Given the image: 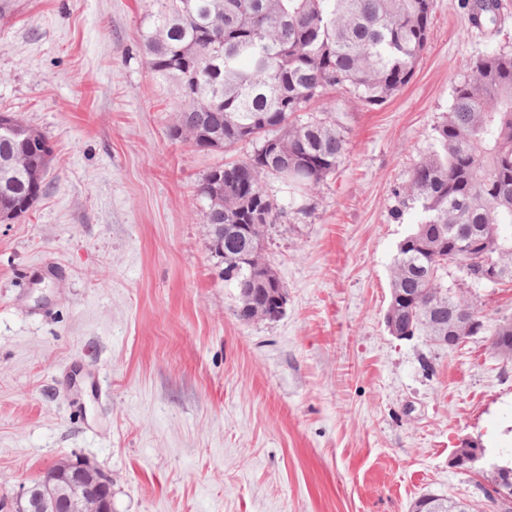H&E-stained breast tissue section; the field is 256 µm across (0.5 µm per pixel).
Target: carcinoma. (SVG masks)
I'll list each match as a JSON object with an SVG mask.
<instances>
[{"mask_svg":"<svg viewBox=\"0 0 512 512\" xmlns=\"http://www.w3.org/2000/svg\"><path fill=\"white\" fill-rule=\"evenodd\" d=\"M142 22L150 71L176 87L174 140L201 149L253 145L242 160L212 168L197 186L210 241L224 239V282L237 290L235 315L267 320L265 289L284 281L263 261L277 205L264 182L288 185L300 205L341 164L343 126L324 104L322 119H300L329 87L368 107L404 88L427 49L433 0H156ZM435 128V150L393 189L392 219L414 217L391 269L390 302L433 334L448 305L476 311L475 274L512 269V53L490 50L470 65ZM0 132V223L24 216L43 193L51 151L44 135ZM489 335L512 355V317ZM476 512L451 497L427 495L411 512Z\"/></svg>","mask_w":512,"mask_h":512,"instance_id":"carcinoma-1","label":"carcinoma"}]
</instances>
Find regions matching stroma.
<instances>
[{
	"label": "stroma",
	"instance_id": "stroma-1",
	"mask_svg": "<svg viewBox=\"0 0 512 512\" xmlns=\"http://www.w3.org/2000/svg\"><path fill=\"white\" fill-rule=\"evenodd\" d=\"M471 0H434L412 80L379 107L339 88L346 156L269 227L287 286L276 321H240L196 187L250 144L170 138L177 94L146 67L154 0H0V112L52 150L41 198L0 223V512L59 461L112 481V512H410L479 504L512 464V358L384 322L410 224L392 190L435 148L474 59L512 52ZM485 449L479 475L449 458ZM484 457V448L477 442L462 441L452 452L449 463L452 468L463 473H473L476 465ZM429 498L432 500L427 501ZM428 502V503H427ZM464 501L453 499L452 497H440L436 495H424L416 500L411 506L412 512H428V509L438 507L440 511L431 512H474L477 511L474 505L463 503Z\"/></svg>",
	"mask_w": 512,
	"mask_h": 512
}]
</instances>
